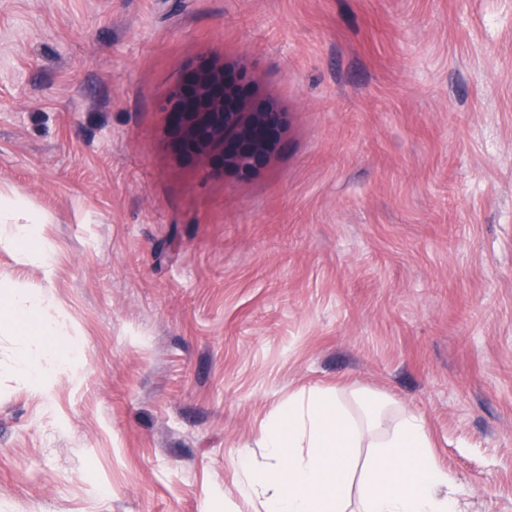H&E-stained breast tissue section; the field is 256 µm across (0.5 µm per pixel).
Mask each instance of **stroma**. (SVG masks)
Returning <instances> with one entry per match:
<instances>
[{
  "label": "stroma",
  "mask_w": 512,
  "mask_h": 512,
  "mask_svg": "<svg viewBox=\"0 0 512 512\" xmlns=\"http://www.w3.org/2000/svg\"><path fill=\"white\" fill-rule=\"evenodd\" d=\"M210 56L286 115L248 178L161 109ZM0 192L44 219L71 372L0 326V512H261L288 396L420 415L464 512H512V0H0Z\"/></svg>",
  "instance_id": "1"
}]
</instances>
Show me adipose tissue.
Segmentation results:
<instances>
[{
  "label": "adipose tissue",
  "mask_w": 512,
  "mask_h": 512,
  "mask_svg": "<svg viewBox=\"0 0 512 512\" xmlns=\"http://www.w3.org/2000/svg\"><path fill=\"white\" fill-rule=\"evenodd\" d=\"M12 231L0 240L20 263L50 266L42 244L40 215L18 195H0V219ZM34 332L16 373L42 385L46 375L69 369L77 346L67 322L48 295L12 287L0 291V323ZM363 417L352 414L338 393L315 389L289 397L270 417L261 446L266 461L255 465L242 453L236 466L244 498L260 500L265 512H459V499L446 469L436 461L422 419L400 413L383 430L391 401L364 393ZM368 447L366 456L358 448Z\"/></svg>",
  "instance_id": "ef3b65f1"
}]
</instances>
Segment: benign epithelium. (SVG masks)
Returning a JSON list of instances; mask_svg holds the SVG:
<instances>
[{"mask_svg":"<svg viewBox=\"0 0 512 512\" xmlns=\"http://www.w3.org/2000/svg\"><path fill=\"white\" fill-rule=\"evenodd\" d=\"M178 152L211 160L250 177L271 163L281 147L284 113L261 100L242 72L233 74L212 57L196 59L162 103Z\"/></svg>","mask_w":512,"mask_h":512,"instance_id":"7a95c632","label":"benign epithelium"}]
</instances>
